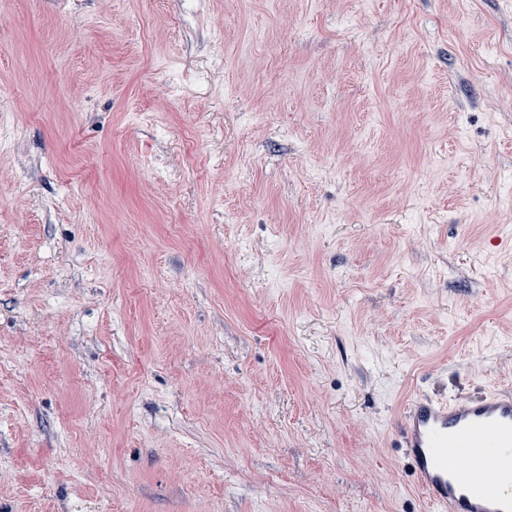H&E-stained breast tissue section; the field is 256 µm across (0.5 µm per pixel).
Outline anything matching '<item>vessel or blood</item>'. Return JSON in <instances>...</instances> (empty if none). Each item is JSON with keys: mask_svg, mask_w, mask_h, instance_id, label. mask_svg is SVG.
<instances>
[{"mask_svg": "<svg viewBox=\"0 0 512 512\" xmlns=\"http://www.w3.org/2000/svg\"><path fill=\"white\" fill-rule=\"evenodd\" d=\"M403 429L435 512H512V389L418 397L404 409Z\"/></svg>", "mask_w": 512, "mask_h": 512, "instance_id": "b4317fda", "label": "vessel or blood"}]
</instances>
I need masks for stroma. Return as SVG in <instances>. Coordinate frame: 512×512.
<instances>
[{"label": "stroma", "mask_w": 512, "mask_h": 512, "mask_svg": "<svg viewBox=\"0 0 512 512\" xmlns=\"http://www.w3.org/2000/svg\"><path fill=\"white\" fill-rule=\"evenodd\" d=\"M509 386L512 0H0V512H432ZM406 452L436 512L512 511V389L420 396L404 409Z\"/></svg>", "instance_id": "1"}]
</instances>
